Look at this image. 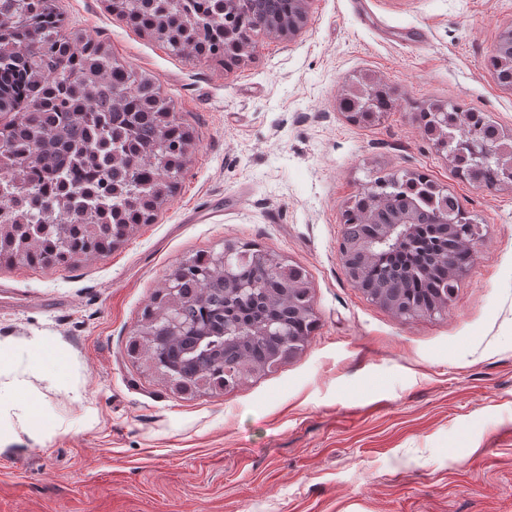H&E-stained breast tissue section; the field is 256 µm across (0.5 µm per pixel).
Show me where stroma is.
Listing matches in <instances>:
<instances>
[{
    "instance_id": "stroma-1",
    "label": "stroma",
    "mask_w": 512,
    "mask_h": 512,
    "mask_svg": "<svg viewBox=\"0 0 512 512\" xmlns=\"http://www.w3.org/2000/svg\"><path fill=\"white\" fill-rule=\"evenodd\" d=\"M69 26L156 79L195 129L154 223L72 266L0 267V512H512V185L458 179L422 132L441 99L512 129L487 67L512 0H306L293 35L232 67L177 57L105 0ZM398 99L338 108L352 77ZM381 170L421 171L480 225L449 306L403 319L348 280L343 212ZM242 240L300 266L317 328L230 389L153 367L142 313L195 254ZM396 107V99L388 92L377 93L372 97L369 93L363 100L351 96L348 90L340 99L341 112L347 113L352 120L367 121L366 112L374 113V117L379 119L387 112H391ZM371 118V119H372Z\"/></svg>"
}]
</instances>
